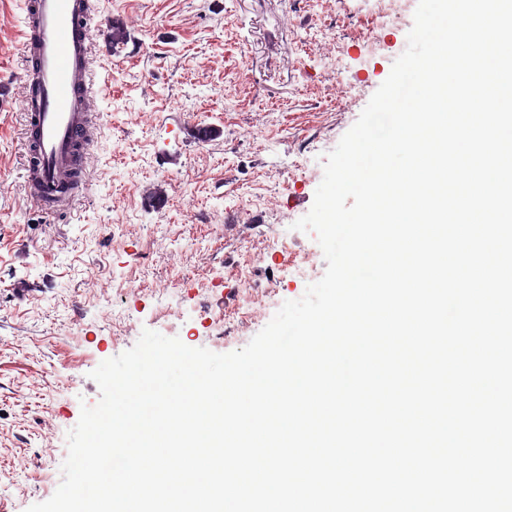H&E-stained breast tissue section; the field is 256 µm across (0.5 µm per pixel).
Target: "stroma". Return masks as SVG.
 I'll list each match as a JSON object with an SVG mask.
<instances>
[{
	"mask_svg": "<svg viewBox=\"0 0 512 512\" xmlns=\"http://www.w3.org/2000/svg\"><path fill=\"white\" fill-rule=\"evenodd\" d=\"M101 87L86 192L51 218L25 192L20 0H0V512L62 481L91 372L143 330L228 353L300 299L319 251L294 224L326 156L407 47L375 0H91ZM120 26L125 43L113 45ZM352 89L339 110L336 82ZM216 129L197 138V126ZM274 232L284 239L272 248Z\"/></svg>",
	"mask_w": 512,
	"mask_h": 512,
	"instance_id": "obj_1",
	"label": "stroma"
}]
</instances>
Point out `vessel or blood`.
Returning a JSON list of instances; mask_svg holds the SVG:
<instances>
[{
	"instance_id": "b4317fda",
	"label": "vessel or blood",
	"mask_w": 512,
	"mask_h": 512,
	"mask_svg": "<svg viewBox=\"0 0 512 512\" xmlns=\"http://www.w3.org/2000/svg\"><path fill=\"white\" fill-rule=\"evenodd\" d=\"M20 30L26 66L21 79L36 88L25 99L29 116L25 143L31 152L25 179L28 198L51 214H64L69 198L47 203L49 189L72 183L87 171L91 123L97 99L92 67L87 0H21Z\"/></svg>"
}]
</instances>
